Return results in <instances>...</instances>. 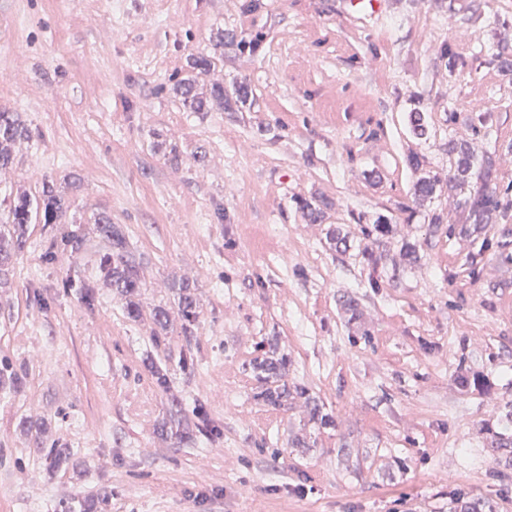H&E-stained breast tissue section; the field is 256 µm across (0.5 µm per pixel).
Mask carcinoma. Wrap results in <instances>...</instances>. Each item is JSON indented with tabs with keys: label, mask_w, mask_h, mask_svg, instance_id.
<instances>
[{
	"label": "carcinoma",
	"mask_w": 512,
	"mask_h": 512,
	"mask_svg": "<svg viewBox=\"0 0 512 512\" xmlns=\"http://www.w3.org/2000/svg\"><path fill=\"white\" fill-rule=\"evenodd\" d=\"M30 133L31 130L19 113L0 111L1 167L11 162L10 144L19 138L29 136ZM501 208L503 204L495 190L489 188L478 190L465 201L466 223L486 224L488 218L500 212ZM66 213V198L48 182L43 183L41 194L36 198L24 193L13 199L8 223L0 225V286L7 283L13 262L26 248L28 224L34 219L40 224H65L67 223ZM93 230L112 243V252L99 265V271L102 276L112 280L113 290L125 300L124 307L128 316L136 319L140 315V308L135 301V295L143 286L139 269L125 250L122 237L114 230L108 219H98ZM177 295L178 307L184 320L183 335L192 336L196 328L195 300L187 286H178ZM285 366L286 357L284 356L277 359L266 357L253 363L254 377L264 385V388L256 394L258 401L274 407L288 404V399L293 397V391L288 389L287 383L281 381ZM169 424L175 435L182 441L214 428L208 416L198 411L191 420L177 410L170 414ZM40 452L42 464L50 469L60 467L71 458V453L67 449L44 441L40 444Z\"/></svg>",
	"instance_id": "obj_1"
}]
</instances>
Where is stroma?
Segmentation results:
<instances>
[{"instance_id":"obj_1","label":"stroma","mask_w":512,"mask_h":512,"mask_svg":"<svg viewBox=\"0 0 512 512\" xmlns=\"http://www.w3.org/2000/svg\"><path fill=\"white\" fill-rule=\"evenodd\" d=\"M510 51L512 0H0V110L31 130L0 168V222L49 180L81 242L51 253V225H29L0 287V363L26 375L0 388V512L105 484L98 512H512V206L462 211L483 184L512 203ZM452 140L485 170L453 189ZM101 217L141 268L137 319L98 276ZM271 351L306 391L284 407L253 399ZM177 403L220 437L179 440ZM40 440L86 470L40 466ZM177 290L178 307L181 311L184 324L183 335L194 336L196 328V303L188 286L178 285Z\"/></svg>"}]
</instances>
